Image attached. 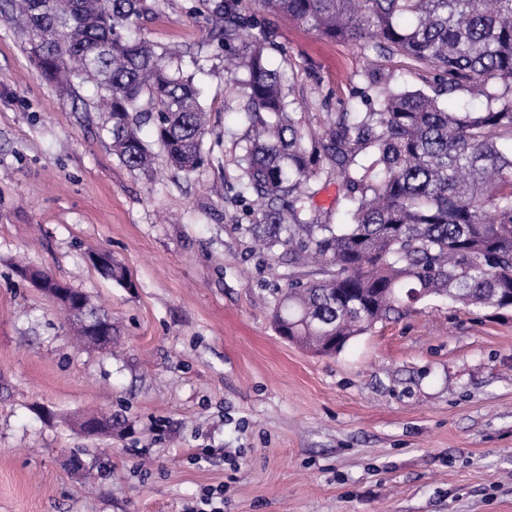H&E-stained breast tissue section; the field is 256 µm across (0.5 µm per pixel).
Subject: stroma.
<instances>
[{"instance_id": "1", "label": "stroma", "mask_w": 512, "mask_h": 512, "mask_svg": "<svg viewBox=\"0 0 512 512\" xmlns=\"http://www.w3.org/2000/svg\"><path fill=\"white\" fill-rule=\"evenodd\" d=\"M148 3L140 36L203 90L188 175L159 150L123 164L96 87L42 81L0 18V512H190L219 487L223 512H512V313L432 298L329 356L281 337L288 267L252 250L234 198L238 77L198 0ZM268 22L296 111L359 106L371 53ZM32 266L105 309L112 352L72 340ZM95 410L112 437L79 431Z\"/></svg>"}]
</instances>
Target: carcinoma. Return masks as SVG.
<instances>
[{
  "label": "carcinoma",
  "instance_id": "obj_1",
  "mask_svg": "<svg viewBox=\"0 0 512 512\" xmlns=\"http://www.w3.org/2000/svg\"><path fill=\"white\" fill-rule=\"evenodd\" d=\"M201 2L224 69L246 74L238 197L250 207L245 232L288 265L273 309L280 335L329 354L432 297L480 311L512 305V0H258L329 40L432 70L428 89L409 90L392 71L369 69L366 110L328 112L319 130L292 111L293 87L270 66L272 45L242 0ZM5 10L22 20L41 80L64 93L96 83L125 165H152L138 133L147 120L175 170L204 162L201 90L174 56L132 34L146 0H0ZM460 92L482 111H468ZM321 179L341 185L345 222L311 206ZM309 266L323 278H294ZM102 273L131 286L110 256ZM73 295L59 306L83 341L89 314L112 326Z\"/></svg>",
  "mask_w": 512,
  "mask_h": 512
}]
</instances>
